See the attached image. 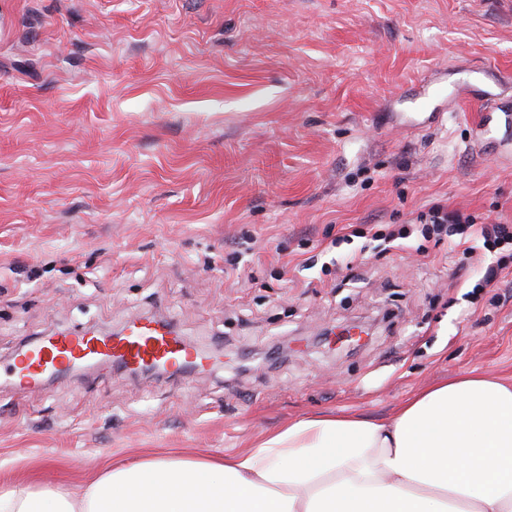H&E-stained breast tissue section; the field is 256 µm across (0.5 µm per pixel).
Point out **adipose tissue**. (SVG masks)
Here are the masks:
<instances>
[{"instance_id": "ef3b65f1", "label": "adipose tissue", "mask_w": 512, "mask_h": 512, "mask_svg": "<svg viewBox=\"0 0 512 512\" xmlns=\"http://www.w3.org/2000/svg\"><path fill=\"white\" fill-rule=\"evenodd\" d=\"M0 512H512V384L468 374L386 422L304 417L215 459L144 457L86 486L0 487Z\"/></svg>"}]
</instances>
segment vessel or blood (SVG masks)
I'll return each instance as SVG.
<instances>
[{
    "label": "vessel or blood",
    "mask_w": 512,
    "mask_h": 512,
    "mask_svg": "<svg viewBox=\"0 0 512 512\" xmlns=\"http://www.w3.org/2000/svg\"><path fill=\"white\" fill-rule=\"evenodd\" d=\"M104 360L125 366L157 364L177 369L187 363L205 365L209 356L172 327L141 315L129 321L118 336L64 330L50 334L10 364L8 373L18 387L36 390L52 375Z\"/></svg>",
    "instance_id": "1"
}]
</instances>
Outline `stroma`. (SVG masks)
Returning a JSON list of instances; mask_svg holds the SVG:
<instances>
[{
	"label": "stroma",
	"instance_id": "1",
	"mask_svg": "<svg viewBox=\"0 0 512 512\" xmlns=\"http://www.w3.org/2000/svg\"><path fill=\"white\" fill-rule=\"evenodd\" d=\"M498 68L490 127L448 90ZM437 81L442 124L407 128ZM433 203L512 222V0H0V363L143 314L220 354L0 380V482L203 459L325 412L393 416L482 372L512 383L500 283L447 240L365 225ZM367 336L339 355L323 330Z\"/></svg>",
	"mask_w": 512,
	"mask_h": 512
}]
</instances>
